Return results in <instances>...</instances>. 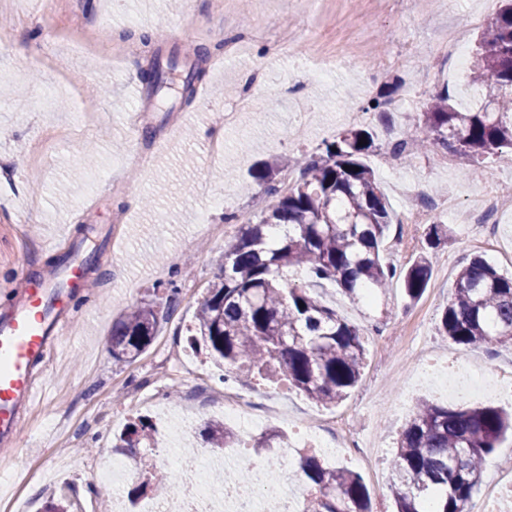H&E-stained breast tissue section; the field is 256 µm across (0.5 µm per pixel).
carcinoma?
Wrapping results in <instances>:
<instances>
[{
    "label": "carcinoma",
    "mask_w": 512,
    "mask_h": 512,
    "mask_svg": "<svg viewBox=\"0 0 512 512\" xmlns=\"http://www.w3.org/2000/svg\"><path fill=\"white\" fill-rule=\"evenodd\" d=\"M470 86L483 97L479 109L459 110L445 89L426 104L422 127L395 143L393 152L420 145L488 158L512 150V0H502L477 40ZM372 147L371 132L343 131L323 156L304 160L302 178L284 191L273 170L254 174L277 200L258 222L239 225L224 241V277L201 302L194 326V341L224 366L245 376L281 373L311 400L336 405L361 376V334L310 289L283 279V269L304 267L354 301L385 293L397 275L410 299L425 292L431 253L400 272L380 256L392 215L363 161ZM426 239L437 248L448 239V226L429 225ZM157 323L158 311L149 303L115 320L112 358L135 360L154 339ZM438 330L468 348L512 346V277L472 257L457 274ZM209 429L218 447H230L233 430L218 421ZM152 431L138 419L125 433L124 447H150ZM510 431L512 418L493 406L450 409L419 401L392 460L390 493L397 512H470L485 459ZM299 476L307 487L301 512H371L361 476L324 466L311 448Z\"/></svg>",
    "instance_id": "cac0c4a2"
}]
</instances>
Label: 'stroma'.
<instances>
[{"label":"stroma","instance_id":"stroma-1","mask_svg":"<svg viewBox=\"0 0 512 512\" xmlns=\"http://www.w3.org/2000/svg\"><path fill=\"white\" fill-rule=\"evenodd\" d=\"M484 0H438L398 11L394 0H0V316L17 302L16 272L42 280L57 262L98 263L87 270L74 313L44 369V393L27 409L14 442L0 443V512L14 500L43 512L52 494H67L85 512H102L98 485L86 473L102 450H114L133 474L122 491L154 493L152 449L130 453L117 439L135 418L164 416L169 447L211 450L208 424L224 410L222 389L261 413L246 444L277 435L299 448L323 433L373 448L366 464L347 450L335 462L358 473L372 512H394L389 492L395 441L418 400L455 408L512 411V391L449 396L444 376L459 358L512 378V350L466 348L438 332L461 267L474 255L512 274V211L496 212L484 233L451 223L449 208L483 209L512 186V162H475L435 148L417 157L393 154V141L415 130L424 102L449 88L463 107L476 100L466 72L440 51L451 30L473 58ZM244 49L224 58L225 40ZM176 59L167 87L142 81L153 63ZM201 71L205 96L185 100L182 77ZM386 117L351 112L393 81ZM258 107L225 126L224 112L243 96ZM372 130L364 158L393 211L384 260L400 268L426 247V227L409 221V200L430 204L450 235L436 251L429 286L409 300L400 280L373 304L323 282L314 292L358 327L366 348L361 378L348 397L323 407L284 382L231 379L223 364L192 352L189 330L222 271L228 214L252 221L273 196L250 175L259 163L323 154L344 130ZM223 137L224 159L211 163L209 143ZM486 173L473 175L476 165ZM139 197L130 205V197ZM159 312L151 345L133 362L112 359V322L133 305Z\"/></svg>","mask_w":512,"mask_h":512}]
</instances>
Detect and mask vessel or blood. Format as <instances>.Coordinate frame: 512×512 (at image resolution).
Instances as JSON below:
<instances>
[{
	"instance_id": "vessel-or-blood-1",
	"label": "vessel or blood",
	"mask_w": 512,
	"mask_h": 512,
	"mask_svg": "<svg viewBox=\"0 0 512 512\" xmlns=\"http://www.w3.org/2000/svg\"><path fill=\"white\" fill-rule=\"evenodd\" d=\"M80 265L55 278L23 288L22 308L0 320V441H12L20 410L32 406L42 393L36 366L46 363L58 347L68 322L63 301L76 283Z\"/></svg>"
}]
</instances>
